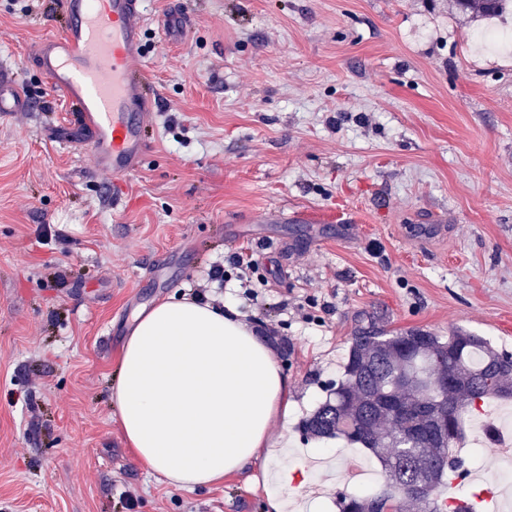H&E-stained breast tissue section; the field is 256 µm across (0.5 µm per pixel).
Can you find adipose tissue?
Segmentation results:
<instances>
[{"instance_id": "obj_1", "label": "adipose tissue", "mask_w": 512, "mask_h": 512, "mask_svg": "<svg viewBox=\"0 0 512 512\" xmlns=\"http://www.w3.org/2000/svg\"><path fill=\"white\" fill-rule=\"evenodd\" d=\"M290 380L234 303L184 296L139 314L111 402L149 473L198 489L240 473L272 447Z\"/></svg>"}]
</instances>
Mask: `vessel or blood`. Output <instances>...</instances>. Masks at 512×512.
I'll return each mask as SVG.
<instances>
[{
	"mask_svg": "<svg viewBox=\"0 0 512 512\" xmlns=\"http://www.w3.org/2000/svg\"><path fill=\"white\" fill-rule=\"evenodd\" d=\"M65 22L34 58L49 85L73 106L96 169L113 178L136 170L147 150L155 104L142 50L143 0H60ZM14 71L0 66V118L26 111Z\"/></svg>",
	"mask_w": 512,
	"mask_h": 512,
	"instance_id": "b4317fda",
	"label": "vessel or blood"
}]
</instances>
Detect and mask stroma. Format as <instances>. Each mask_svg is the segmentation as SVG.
Returning a JSON list of instances; mask_svg holds the SVG:
<instances>
[{"instance_id": "1", "label": "stroma", "mask_w": 512, "mask_h": 512, "mask_svg": "<svg viewBox=\"0 0 512 512\" xmlns=\"http://www.w3.org/2000/svg\"><path fill=\"white\" fill-rule=\"evenodd\" d=\"M56 2L0 0V64L31 101L0 119V512H265L267 467L338 512V495L361 492L334 479L344 455L381 464L298 425L355 332L463 329L512 353V43L483 39L512 33V12L149 0L153 134L115 182L32 58L61 24ZM171 12L191 24L166 36ZM275 211L311 221L267 223ZM241 251L260 260L253 300L231 263ZM165 253L170 284L155 288ZM185 293L236 303L291 381L274 426L287 451L195 490L147 473L108 401L135 317Z\"/></svg>"}]
</instances>
